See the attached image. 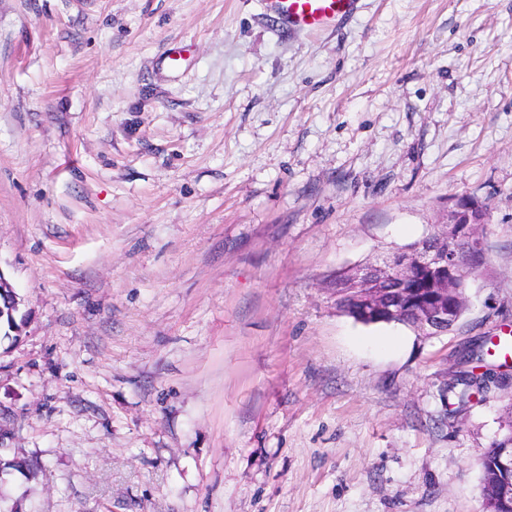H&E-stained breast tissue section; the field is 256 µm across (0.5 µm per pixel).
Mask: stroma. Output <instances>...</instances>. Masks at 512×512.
Wrapping results in <instances>:
<instances>
[{
    "instance_id": "stroma-1",
    "label": "stroma",
    "mask_w": 512,
    "mask_h": 512,
    "mask_svg": "<svg viewBox=\"0 0 512 512\" xmlns=\"http://www.w3.org/2000/svg\"><path fill=\"white\" fill-rule=\"evenodd\" d=\"M181 48L179 64L168 56ZM486 208L422 336L336 275ZM0 512H483L512 427V0H0ZM266 11L289 30L312 33L323 30L349 15L357 0H261ZM346 283H347V277H345V275L336 277V283H335L334 290L336 293L337 307L344 313L353 317L356 321H360L363 324L374 323V322H371V320L362 319L359 317L360 315L356 310L355 303L353 302L352 298L347 294V289L345 288ZM490 379L492 377L487 372L475 374L473 371L467 372L457 379L458 384L463 386L459 392L460 402H469L473 395L483 392L485 388H488L487 382H490Z\"/></svg>"
}]
</instances>
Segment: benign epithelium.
Wrapping results in <instances>:
<instances>
[{"label":"benign epithelium","mask_w":512,"mask_h":512,"mask_svg":"<svg viewBox=\"0 0 512 512\" xmlns=\"http://www.w3.org/2000/svg\"><path fill=\"white\" fill-rule=\"evenodd\" d=\"M486 208L473 199H460L451 211L446 231L433 247H425L407 258L395 257L371 263L351 275L352 293L368 314L384 313L396 317L401 308L409 307L416 316L419 332L435 335L446 331L456 322L460 309L447 301L448 293L456 291L470 273L462 253L479 248V229L485 224ZM429 272L431 296L415 297V289L408 287L411 266ZM0 301L8 312L18 310L20 299L13 286L0 271ZM497 473L493 497L503 507H512V448L497 449Z\"/></svg>","instance_id":"benign-epithelium-1"}]
</instances>
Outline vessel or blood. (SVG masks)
Returning a JSON list of instances; mask_svg holds the SVG:
<instances>
[{"label": "vessel or blood", "instance_id": "1", "mask_svg": "<svg viewBox=\"0 0 512 512\" xmlns=\"http://www.w3.org/2000/svg\"><path fill=\"white\" fill-rule=\"evenodd\" d=\"M266 11L289 30L312 33L351 15L357 0H261Z\"/></svg>", "mask_w": 512, "mask_h": 512}]
</instances>
